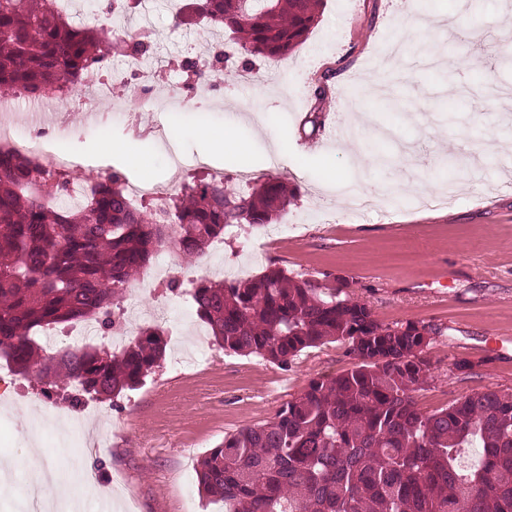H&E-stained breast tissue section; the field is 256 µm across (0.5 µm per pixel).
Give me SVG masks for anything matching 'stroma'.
Listing matches in <instances>:
<instances>
[{"instance_id": "obj_1", "label": "stroma", "mask_w": 512, "mask_h": 512, "mask_svg": "<svg viewBox=\"0 0 512 512\" xmlns=\"http://www.w3.org/2000/svg\"><path fill=\"white\" fill-rule=\"evenodd\" d=\"M72 2L112 30L149 35L145 54L111 58L125 81L100 103L98 121L55 143L85 162V183L115 170L130 183L149 177L177 188L205 172L242 192L274 173L296 198L273 226L225 235L223 251L202 264L165 249L137 278L127 293L137 303L134 326L163 315L168 342L137 389L76 407L33 375L0 382V461L13 465L16 491L36 456L77 472L69 497L83 512H224L223 502L199 495L197 461L225 435L270 419L311 379L351 363L336 344L308 349L288 371L224 352L190 297L168 290L175 278L245 279L279 267L348 284L380 322L431 329L428 383L413 394L421 411L486 389L512 392V189L503 187L512 180V96L501 94L512 88V64L502 60L512 46V0H479L466 15L457 0L422 8L417 0H324L304 42L280 60L247 55L230 32L201 22L174 26L182 0H147L127 15L108 14L109 0ZM401 39L403 57L386 61L383 46ZM217 50L221 79L188 90L182 61ZM146 74L164 140L133 117L140 100L129 87ZM225 130L240 149L212 140ZM244 169L247 184L237 177ZM345 182L377 186L374 208L341 209ZM449 187L450 206L419 204ZM462 359L473 362L471 373L456 371ZM64 420L95 430L102 450L83 455L77 437L58 443ZM84 471L111 484V502L86 496Z\"/></svg>"}]
</instances>
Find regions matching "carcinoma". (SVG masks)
I'll return each mask as SVG.
<instances>
[{
    "label": "carcinoma",
    "instance_id": "cac0c4a2",
    "mask_svg": "<svg viewBox=\"0 0 512 512\" xmlns=\"http://www.w3.org/2000/svg\"><path fill=\"white\" fill-rule=\"evenodd\" d=\"M320 7L194 0L179 23L195 17L226 28L244 52L280 59L305 40ZM147 48L139 34L72 26L58 0H0V88L15 95L72 91L87 69ZM183 67L198 83L216 65L188 59ZM69 184L35 156L0 152V357L20 374L99 399L143 383L165 357V330L140 329L118 355L91 345L48 354L40 330L95 320L110 331L160 250L200 262L214 239L271 224L295 199L277 175L247 193L195 175L166 205L137 207L112 172L72 208L62 205ZM347 287L278 267L193 283L196 314L226 352L286 370L304 350L338 343L353 359L311 380L267 422L225 436L197 462L199 493L224 500V512H512V393L487 389L422 412L411 396L429 377L419 323L384 325ZM464 448L481 449L478 464L462 465Z\"/></svg>",
    "mask_w": 512,
    "mask_h": 512
}]
</instances>
